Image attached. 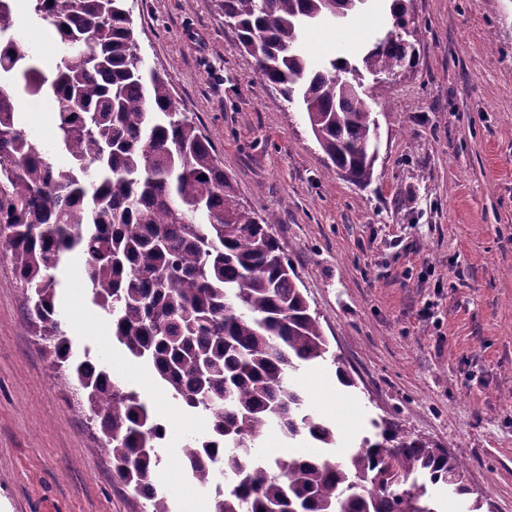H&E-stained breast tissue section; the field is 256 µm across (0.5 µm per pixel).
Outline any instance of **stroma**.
I'll use <instances>...</instances> for the list:
<instances>
[{"mask_svg": "<svg viewBox=\"0 0 512 512\" xmlns=\"http://www.w3.org/2000/svg\"><path fill=\"white\" fill-rule=\"evenodd\" d=\"M147 68L168 80L212 143L244 207L274 214L273 232L316 312L332 357L295 382L310 410L358 448L389 419L461 457L470 494L429 488L440 512H512V0H411L417 56L375 95L377 157L369 185L327 174L306 115L266 85L224 20L222 0H128ZM387 7L310 29L314 61L359 63ZM15 32L43 71L58 53L33 10ZM85 259L62 275L63 324L111 377L167 426L157 489L172 512H210L211 490L179 467L205 434L190 413L105 335ZM28 296L0 247V512H143L144 501L96 452L97 430L69 372L51 369L29 331ZM344 369L351 385L336 375ZM349 402L345 423L324 388Z\"/></svg>", "mask_w": 512, "mask_h": 512, "instance_id": "35a3bbf8", "label": "stroma"}]
</instances>
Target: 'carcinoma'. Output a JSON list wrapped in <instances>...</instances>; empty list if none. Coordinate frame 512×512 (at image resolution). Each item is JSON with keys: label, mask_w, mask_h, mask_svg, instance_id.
<instances>
[{"label": "carcinoma", "mask_w": 512, "mask_h": 512, "mask_svg": "<svg viewBox=\"0 0 512 512\" xmlns=\"http://www.w3.org/2000/svg\"><path fill=\"white\" fill-rule=\"evenodd\" d=\"M33 2L61 50L46 75L15 38L13 0H0V244L30 292L34 335L76 379L99 426V450L146 512H171L153 483L167 427L140 392L110 381L89 353L74 355L56 292L74 251L115 342L209 418L179 464L203 487L224 476L211 512H438L426 484L409 482L413 474L472 493L461 459L392 422L342 459L329 452L336 429L307 410L293 381L328 358L329 344L274 221L240 206L209 139L165 79L145 69L128 0ZM367 2L224 0V18L260 78L299 103L328 172L357 185L371 181L378 129L360 67L336 58L315 65L301 39L306 27L345 19ZM392 32H380L362 58L378 83L416 55ZM23 93L55 98L56 144L69 168L19 126ZM273 426L322 452L256 459L252 448Z\"/></svg>", "instance_id": "cac0c4a2"}]
</instances>
